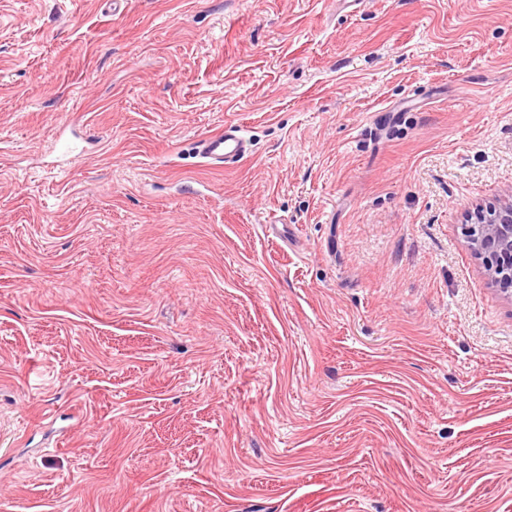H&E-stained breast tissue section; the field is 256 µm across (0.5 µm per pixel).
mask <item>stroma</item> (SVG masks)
Instances as JSON below:
<instances>
[{
  "mask_svg": "<svg viewBox=\"0 0 512 512\" xmlns=\"http://www.w3.org/2000/svg\"><path fill=\"white\" fill-rule=\"evenodd\" d=\"M510 197L512 0H0V512H512ZM196 148L203 163L213 167L237 163L248 154L247 140L234 124L207 134L198 140ZM471 249L487 261L490 281L512 294V200L484 211L479 209L475 222L466 228Z\"/></svg>",
  "mask_w": 512,
  "mask_h": 512,
  "instance_id": "stroma-1",
  "label": "stroma"
}]
</instances>
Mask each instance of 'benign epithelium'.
I'll use <instances>...</instances> for the list:
<instances>
[{"instance_id":"1","label":"benign epithelium","mask_w":512,"mask_h":512,"mask_svg":"<svg viewBox=\"0 0 512 512\" xmlns=\"http://www.w3.org/2000/svg\"><path fill=\"white\" fill-rule=\"evenodd\" d=\"M471 249L487 261L493 285L512 292V200L488 210H478L474 224L466 228Z\"/></svg>"}]
</instances>
